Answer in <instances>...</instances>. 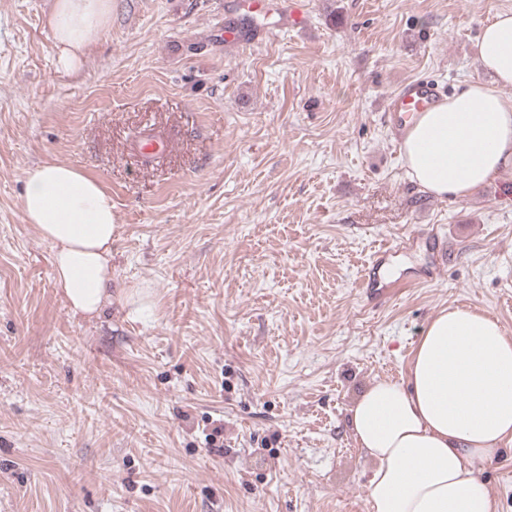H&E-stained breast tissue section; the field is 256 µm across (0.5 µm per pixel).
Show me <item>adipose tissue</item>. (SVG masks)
Returning a JSON list of instances; mask_svg holds the SVG:
<instances>
[{"mask_svg": "<svg viewBox=\"0 0 512 512\" xmlns=\"http://www.w3.org/2000/svg\"><path fill=\"white\" fill-rule=\"evenodd\" d=\"M112 20V0H54L47 18L59 70L78 69ZM491 82L421 113L404 142L409 175L435 196H463L512 167V12L477 44ZM22 210L53 246L52 268L73 312L112 302L117 215L101 184L59 163L28 167ZM353 437L372 461L371 512H495L476 464L512 441V338L487 313L441 311L426 326L406 376L380 380L350 409Z\"/></svg>", "mask_w": 512, "mask_h": 512, "instance_id": "ef3b65f1", "label": "adipose tissue"}]
</instances>
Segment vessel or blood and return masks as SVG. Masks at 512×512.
I'll use <instances>...</instances> for the list:
<instances>
[{
	"label": "vessel or blood",
	"mask_w": 512,
	"mask_h": 512,
	"mask_svg": "<svg viewBox=\"0 0 512 512\" xmlns=\"http://www.w3.org/2000/svg\"><path fill=\"white\" fill-rule=\"evenodd\" d=\"M445 94L438 82L418 78L403 82L391 94L385 105V116L395 132L396 140H403L407 131L421 112L427 111ZM170 140L145 132L134 146L135 152L142 157L158 156L172 150ZM395 252L394 247H383L376 251L373 260L368 263L361 283L369 301H381L390 296L389 283L382 278L380 271Z\"/></svg>",
	"instance_id": "1"
}]
</instances>
